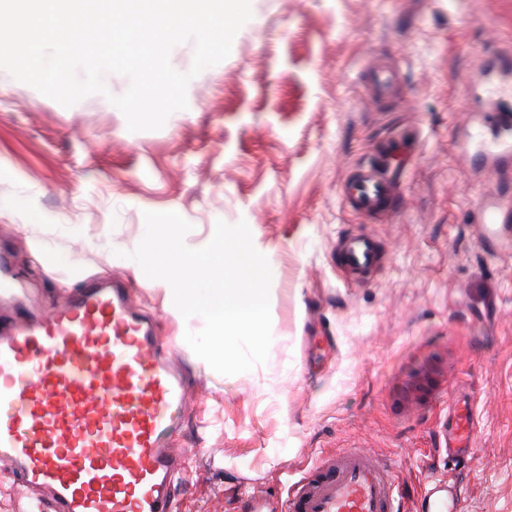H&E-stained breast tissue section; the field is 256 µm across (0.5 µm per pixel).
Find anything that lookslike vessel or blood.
Masks as SVG:
<instances>
[{
	"label": "vessel or blood",
	"instance_id": "b4317fda",
	"mask_svg": "<svg viewBox=\"0 0 512 512\" xmlns=\"http://www.w3.org/2000/svg\"><path fill=\"white\" fill-rule=\"evenodd\" d=\"M362 72L375 96L392 77L376 57ZM481 84L512 76V54L477 58ZM477 134L457 147L477 162L488 189L475 235L491 247L512 235V104L493 95ZM346 198L355 212L380 218L404 204L399 180L376 163L355 174ZM351 277L376 270L380 248L370 234L338 243ZM188 403L185 382L167 356L159 325L139 313L120 281L99 282L39 319L0 330V464L19 488L48 492L53 512H173L182 472L169 446ZM469 403L453 399L448 446L470 444ZM388 466L355 448L336 453L288 490L289 512H400Z\"/></svg>",
	"mask_w": 512,
	"mask_h": 512
}]
</instances>
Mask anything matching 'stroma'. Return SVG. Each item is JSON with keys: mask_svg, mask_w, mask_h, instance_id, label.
I'll use <instances>...</instances> for the list:
<instances>
[{"mask_svg": "<svg viewBox=\"0 0 512 512\" xmlns=\"http://www.w3.org/2000/svg\"><path fill=\"white\" fill-rule=\"evenodd\" d=\"M251 6L230 55L158 130H128L109 100L122 75H105L109 96L65 107L0 70V253L21 297L0 319L126 283L191 395L170 440L185 465L174 512H244L256 489L286 512L299 468L351 443L391 464L403 512L432 481L451 512H512V254L474 237L485 188L456 152L476 55L512 45V0ZM370 52L398 74L391 97L360 90ZM381 150L409 204L368 221L345 197ZM148 212L188 221L194 249L217 221L247 223L272 271L265 363L221 375L187 346L202 318L127 257ZM359 232L382 261L353 283L336 245ZM460 394L475 428L452 456L442 425Z\"/></svg>", "mask_w": 512, "mask_h": 512, "instance_id": "35a3bbf8", "label": "stroma"}]
</instances>
